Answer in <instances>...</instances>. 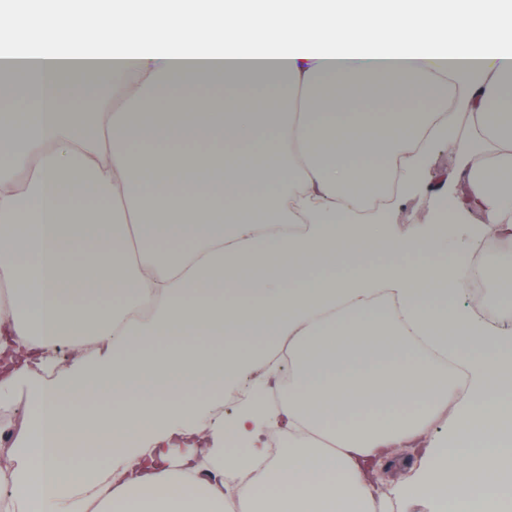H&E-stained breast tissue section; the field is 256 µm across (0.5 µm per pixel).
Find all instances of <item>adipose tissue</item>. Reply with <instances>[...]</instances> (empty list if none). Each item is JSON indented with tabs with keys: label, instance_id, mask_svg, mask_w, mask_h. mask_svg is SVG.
Masks as SVG:
<instances>
[{
	"label": "adipose tissue",
	"instance_id": "obj_1",
	"mask_svg": "<svg viewBox=\"0 0 512 512\" xmlns=\"http://www.w3.org/2000/svg\"><path fill=\"white\" fill-rule=\"evenodd\" d=\"M62 2L0 10V407L30 400L0 489L20 512H379L372 461L421 443L411 493L512 512V334L460 311L468 254L448 248L475 211L476 238L512 243V0ZM439 147L456 166L433 185ZM387 187L432 189L435 223L381 262L365 245L390 211L359 200ZM228 333L287 337L294 377L205 424L268 358L140 348ZM89 341L104 354L34 377ZM102 391L113 409L77 414ZM280 428L266 461L254 436ZM174 436L194 442L172 463ZM280 368L277 369V371L273 374H268L263 368H245L241 373L237 374L235 380L233 383L224 389V397L215 404L209 406L207 408V413L212 415V413L218 409L224 407V416L223 414L217 415L219 419L231 417L235 415L241 405V403L234 404V405H227L226 404V396L235 391L238 387L240 389L243 386H246L250 389V387L256 385V384H263L267 389H269L270 381L274 377L278 375V371Z\"/></svg>",
	"mask_w": 512,
	"mask_h": 512
}]
</instances>
